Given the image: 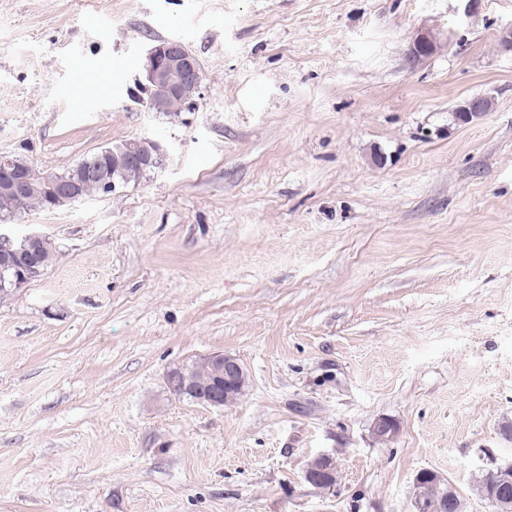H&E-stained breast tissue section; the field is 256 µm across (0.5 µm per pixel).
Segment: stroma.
<instances>
[{"label":"stroma","mask_w":512,"mask_h":512,"mask_svg":"<svg viewBox=\"0 0 512 512\" xmlns=\"http://www.w3.org/2000/svg\"><path fill=\"white\" fill-rule=\"evenodd\" d=\"M509 34L512 0H0V156L162 149L0 227L56 249L0 298V512H414L424 469L496 512L475 485L512 460ZM170 39L201 69L175 115L131 97ZM213 353L240 400L169 391Z\"/></svg>","instance_id":"obj_1"}]
</instances>
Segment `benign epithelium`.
<instances>
[{
  "mask_svg": "<svg viewBox=\"0 0 512 512\" xmlns=\"http://www.w3.org/2000/svg\"><path fill=\"white\" fill-rule=\"evenodd\" d=\"M147 88L155 99L164 102L184 98L187 86L200 88L199 64L185 45L177 40H168L152 47L148 53L146 69ZM52 199L73 201L78 199V184L53 179L48 181ZM35 188L28 171L13 166V161L0 157V192L16 195ZM36 269L13 260L8 253L0 255V295H8L23 287ZM210 372L198 376L182 367L167 373L166 384L176 396L189 394L196 401L220 408L224 399L232 395L244 375V367L231 355L215 354L208 357ZM490 473L497 476L495 485L488 494L497 512H512V460L498 464Z\"/></svg>",
  "mask_w": 512,
  "mask_h": 512,
  "instance_id": "benign-epithelium-1",
  "label": "benign epithelium"
}]
</instances>
